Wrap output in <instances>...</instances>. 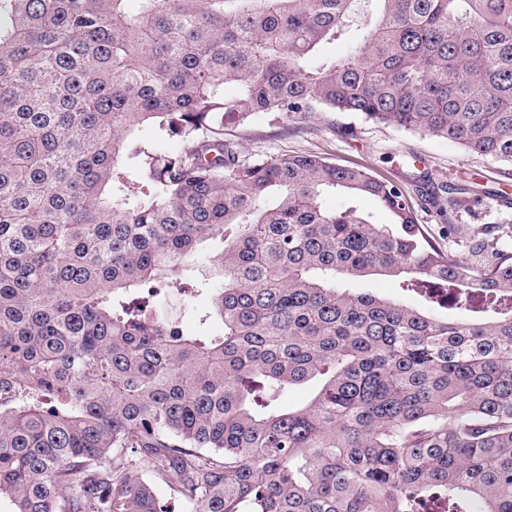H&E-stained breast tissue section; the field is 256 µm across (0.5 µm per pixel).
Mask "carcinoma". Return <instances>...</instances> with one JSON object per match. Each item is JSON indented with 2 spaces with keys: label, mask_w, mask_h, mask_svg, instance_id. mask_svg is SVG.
Listing matches in <instances>:
<instances>
[{
  "label": "carcinoma",
  "mask_w": 512,
  "mask_h": 512,
  "mask_svg": "<svg viewBox=\"0 0 512 512\" xmlns=\"http://www.w3.org/2000/svg\"><path fill=\"white\" fill-rule=\"evenodd\" d=\"M129 2L0 0V499L164 512V486L186 512H512L500 227L458 260L399 185L224 139L227 115L349 112L512 166V0ZM216 236L203 319L224 333L187 335L156 304L195 299L184 271ZM373 276L427 307L348 286Z\"/></svg>",
  "instance_id": "1"
}]
</instances>
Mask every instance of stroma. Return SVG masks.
I'll return each instance as SVG.
<instances>
[{"label": "stroma", "instance_id": "obj_1", "mask_svg": "<svg viewBox=\"0 0 512 512\" xmlns=\"http://www.w3.org/2000/svg\"><path fill=\"white\" fill-rule=\"evenodd\" d=\"M225 137L234 139L247 156L316 153L328 160L363 166L375 175L398 182L412 199L419 224L446 254L463 260L474 230L483 224H512V173L503 166L465 150L458 144L351 113L324 112L305 124L296 118L277 122L254 117L226 124ZM430 183H423V176ZM448 183L469 189L472 199L452 217L455 234H448L438 208L422 204L434 186Z\"/></svg>", "mask_w": 512, "mask_h": 512}]
</instances>
